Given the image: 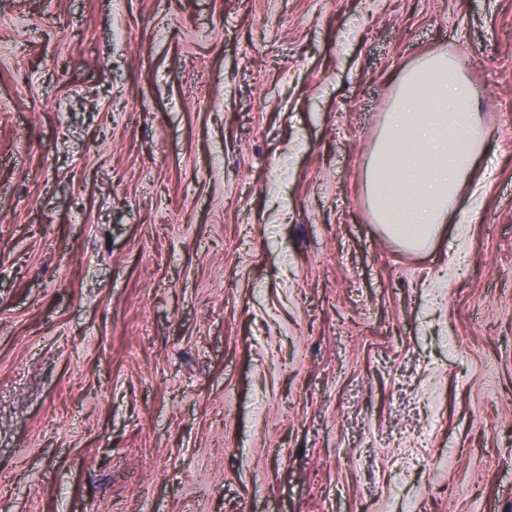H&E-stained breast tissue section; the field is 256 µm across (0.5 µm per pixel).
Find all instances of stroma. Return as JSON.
<instances>
[{"mask_svg": "<svg viewBox=\"0 0 512 512\" xmlns=\"http://www.w3.org/2000/svg\"><path fill=\"white\" fill-rule=\"evenodd\" d=\"M438 52L416 254L364 171ZM0 512H512V0H0ZM423 79L427 92L419 97L412 88ZM474 105L460 62L445 53L420 60L398 81L365 185L375 222L407 250L431 246L483 153L485 131Z\"/></svg>", "mask_w": 512, "mask_h": 512, "instance_id": "35a3bbf8", "label": "stroma"}]
</instances>
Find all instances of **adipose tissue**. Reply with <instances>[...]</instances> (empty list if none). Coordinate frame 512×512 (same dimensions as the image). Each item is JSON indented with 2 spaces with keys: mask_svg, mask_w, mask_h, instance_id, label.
I'll list each match as a JSON object with an SVG mask.
<instances>
[{
  "mask_svg": "<svg viewBox=\"0 0 512 512\" xmlns=\"http://www.w3.org/2000/svg\"><path fill=\"white\" fill-rule=\"evenodd\" d=\"M426 81L427 92L412 88ZM475 91L459 61L437 53L402 73L365 171L373 217L405 249H428L483 153Z\"/></svg>",
  "mask_w": 512,
  "mask_h": 512,
  "instance_id": "adipose-tissue-1",
  "label": "adipose tissue"
}]
</instances>
